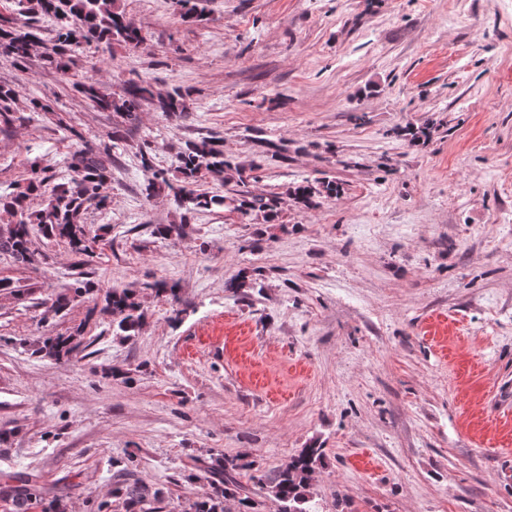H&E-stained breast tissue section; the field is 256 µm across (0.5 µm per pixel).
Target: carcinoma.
Returning a JSON list of instances; mask_svg holds the SVG:
<instances>
[{"label": "carcinoma", "instance_id": "obj_1", "mask_svg": "<svg viewBox=\"0 0 512 512\" xmlns=\"http://www.w3.org/2000/svg\"><path fill=\"white\" fill-rule=\"evenodd\" d=\"M24 21L19 26L0 24V53L12 56L17 62L27 60L34 47L43 43L39 17L50 16L55 22V36L46 48L45 58L55 69H69V52L81 44L112 46L124 44L138 48L144 38L141 30L130 21L121 8L120 0H18ZM78 89L103 110L133 113L142 102L150 101L162 112L180 116L186 112L184 95L174 90L165 95L154 96L150 85L130 80L119 97L105 96L97 91L96 81L90 77L77 83ZM19 111L15 90L8 84H0V123L8 124ZM110 147H77L69 157L71 176L66 182H56L46 168L31 167L29 177L15 184L13 191L0 195V216L8 217L7 225L0 228V253L10 256L25 266L48 263L49 256L34 246L33 230H38L47 239H60L67 243L76 263L83 265L93 253L91 240L87 237L84 216L91 206H105L112 194L109 166ZM175 176L167 173L155 174L145 187L146 195L152 197L160 187L168 190L175 209L189 214L195 211H218L229 209L265 224L277 223L280 215V198L277 195L252 194L239 189L234 192L202 191L200 184L206 181L228 184L239 178L238 165L224 155V144L216 137L189 141L175 155ZM340 191L334 180H304L288 187L287 195L295 204L316 208L322 200L334 198ZM41 199V204L32 207L29 200ZM258 268L242 270L230 287L236 291L250 288L257 276ZM100 312L112 319L114 336L124 341L136 337L145 317L135 291L111 288L101 297ZM81 331L69 335L46 336L34 353L53 361L69 360L78 353L82 343L78 340ZM324 449L310 445L288 458L279 469L267 474L256 461L244 456L220 454L213 458L207 478L208 489L192 504V512H226L225 504L238 502L240 512H260L256 502L241 496L244 487L237 474L251 470V479L280 504L281 512H316L312 505L313 477L324 463ZM122 482L115 494L122 499L125 512H162L163 492L151 489L133 469L120 470ZM48 490L29 475L4 474L0 476V501L9 506L11 512H65L57 498H48Z\"/></svg>", "mask_w": 512, "mask_h": 512}]
</instances>
